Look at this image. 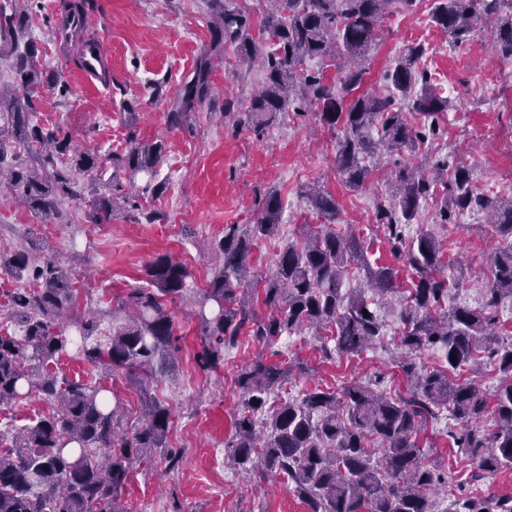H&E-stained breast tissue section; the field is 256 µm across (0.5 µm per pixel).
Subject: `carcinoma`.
Segmentation results:
<instances>
[{
  "mask_svg": "<svg viewBox=\"0 0 512 512\" xmlns=\"http://www.w3.org/2000/svg\"><path fill=\"white\" fill-rule=\"evenodd\" d=\"M268 2L272 9L264 31L270 44L253 36L250 14L237 0H205L212 20L210 44L170 101L169 129L185 128L190 114L205 108L214 66L231 50L264 72L262 88L246 111L224 108L233 127L259 135L292 105L313 113L336 133L335 169L349 188L370 182L382 156L415 152L441 135L436 117L448 111L449 103L422 67L423 45H406L384 72L385 94L360 91L377 28L394 12H414L418 0ZM429 19L455 47L467 44L477 29H488L498 53L512 61V0H432ZM28 22L27 13L0 4V60L14 72L12 84L0 85V189L8 188L43 221L63 220L65 204L76 200L85 207L89 224H108L121 211L130 212L137 223L164 220L161 212L133 201L134 177L157 172L167 143L138 137L131 106L128 146L107 156L113 168L108 191L94 183L77 189L74 175H93L104 159L94 149L77 147L62 129L33 120L36 89L56 87L61 75L40 65L36 44L26 39ZM331 64L337 69L334 79L324 73ZM406 111L421 116L420 128L407 124ZM120 172L128 174L124 184ZM390 177L392 190L376 203L374 214L396 258L413 274L399 329L406 394L389 396L355 381L339 391L316 388L298 398L285 397L282 389L293 375L292 365L261 357L236 377L242 409L226 444L235 467L285 478L310 512H436L432 493L445 479L428 460L418 435L443 409L458 426L450 437L460 453L488 473L512 468V342L497 332L498 307L512 297V201L481 192L470 168L450 171L446 158H424L415 168L396 160ZM440 183L446 190L440 223L468 210L484 211L497 236L509 240L495 252L491 281L474 308L445 307L455 280L448 277L450 262L436 236L424 230L405 235L421 203ZM304 196L327 223L308 227L304 244L287 246L271 273L260 278L267 315L251 310L240 293L260 282L248 279L249 256L256 241L281 224L279 193H263L251 223L227 225L214 243L220 263L197 309L203 366L216 367L244 332L271 346L305 326L329 328L320 346L327 357L334 350L357 356L383 336L376 300L342 291L344 271L348 263H358L374 293L385 297L398 291L399 269L372 267L363 240L336 231L339 206L327 190L313 185ZM0 270L37 283L10 297L8 318L21 335L0 333V405L19 403L34 392L59 405L56 413L18 430H0V512H121L118 503L132 461L166 448L171 409L149 396L144 422L128 430L122 427L120 401H110L101 382L61 379L49 365L74 347L95 367L156 375L174 350L167 304L183 296L193 275L171 255L157 254L144 267V285L118 299L119 309L132 312L130 321L106 341L91 343L98 320L75 309L72 277L53 256L36 258L22 246L7 257L0 255ZM430 349L442 352L448 369L423 370L410 359ZM482 353L498 361L501 380L492 395L476 380L455 379L465 367L475 366ZM490 410L495 424L486 430L479 421ZM371 440L382 445L378 460L368 448ZM455 510L512 512V496L491 502L468 496L456 500Z\"/></svg>",
  "mask_w": 512,
  "mask_h": 512,
  "instance_id": "cac0c4a2",
  "label": "carcinoma"
}]
</instances>
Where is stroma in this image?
I'll list each match as a JSON object with an SVG mask.
<instances>
[{"label": "stroma", "instance_id": "obj_1", "mask_svg": "<svg viewBox=\"0 0 512 512\" xmlns=\"http://www.w3.org/2000/svg\"><path fill=\"white\" fill-rule=\"evenodd\" d=\"M87 16L112 58L109 84L91 87L80 77L74 55L59 56L54 30L60 0H28V35L35 42L42 64L61 71L68 88L39 89L35 121L60 126L82 147L100 154L124 151L129 103L137 105L135 127L140 139H165L167 159L158 170L168 181L167 192L144 196L142 205L164 213L156 224H138L118 215L109 224L85 223L82 210L68 205V219L41 223L31 211L10 197L0 196V253L23 245L56 256L73 278L84 283L79 311L102 313L99 336L127 322L117 299L138 286L143 269L156 253L170 254L184 263L193 278L182 299L171 303L178 349L172 369L141 385L124 372L94 368L76 354L61 357L51 369L59 377L94 378L114 392L123 405L124 427L137 425L144 410V393L166 402L173 415L165 452L134 462L130 482L120 501L122 512H308L307 505L284 480H258L237 474L225 457L212 451L224 447L241 401L235 384L237 372L256 354L273 361L304 364V374L289 384L290 396L322 386L340 389L355 380L371 382L384 376V389L405 392L406 380L394 367L399 351L394 338L400 327L401 295L378 302L386 323L381 342L357 357H325L321 341L303 330L279 343L261 347L251 337H240L224 362L201 369L200 327L196 300L215 264L211 244L224 235L228 224L247 223L257 193L274 188L284 209L275 236L259 240L252 254L256 274L269 275L279 252L300 241L304 225L320 219L302 190L324 185L340 208L341 226L363 236L370 264L392 265L396 258L383 232L374 226V208L385 191L381 180L366 188L347 189L334 174V136L315 116L286 115L261 138L235 130L223 114L225 103L244 110L260 88L258 68H249L228 56L211 76L216 95L208 107L192 116L189 128L169 129L165 113L170 101L211 38L210 17L204 0H92ZM429 5L422 0L417 12L385 19L371 53L363 86L380 89L382 75L400 50L420 42L427 48L426 65L436 78L450 108L442 117L448 132L432 152L447 156L452 165L468 166L478 187L502 199H512V61L490 48L488 32H478L467 45L453 47L448 37L428 20ZM428 230L463 279L451 289L452 305L477 306L491 277L486 259L502 241L483 214L465 213L455 223L436 221V203L421 204L406 228L408 236ZM453 421L446 416L429 420L420 441L429 457L438 461L448 479L438 495L440 512H451L462 494L482 498L512 495V469L479 472L474 461L458 455L448 436ZM179 458L169 465L167 454Z\"/></svg>", "mask_w": 512, "mask_h": 512}]
</instances>
